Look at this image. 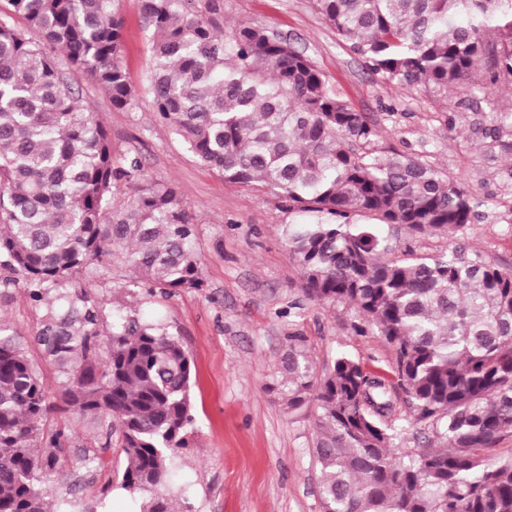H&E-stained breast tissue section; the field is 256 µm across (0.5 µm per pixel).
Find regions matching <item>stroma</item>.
I'll return each mask as SVG.
<instances>
[{
	"mask_svg": "<svg viewBox=\"0 0 512 512\" xmlns=\"http://www.w3.org/2000/svg\"><path fill=\"white\" fill-rule=\"evenodd\" d=\"M115 7L124 22L123 66L139 108L132 114L113 109L87 76L79 80L80 103L107 130L114 157L138 150L149 178L178 190L194 216L193 247L205 286L151 295L129 287V267L113 259L86 275L101 303L99 328L109 332L116 313L136 317L177 337L195 365V421L166 489L180 512H321L311 453L315 410L289 412L272 388L284 338L300 329L320 368L349 354L386 371L392 352L377 332L354 333L353 311L317 304L303 292L286 245L289 225L303 223V216L267 191L225 182L157 117L146 90L151 38L139 0H117ZM239 24L275 30L308 56L338 95L371 117L380 151L423 158L481 200L464 235L412 240L400 230L398 243L423 253L461 246L512 267V139L489 135L495 116L512 112V84L482 89L479 72L467 89L445 96L424 86L385 84L313 0H224L225 27ZM50 306V300L32 301L25 288H15L0 301V324L20 341L54 403L63 375L35 341ZM58 430L68 434L70 451L65 467L45 480L49 502L74 501L78 512H138L142 495L121 486L120 449L109 453L105 465L87 469L81 462L96 452L100 424L57 410L45 431Z\"/></svg>",
	"mask_w": 512,
	"mask_h": 512,
	"instance_id": "1",
	"label": "stroma"
}]
</instances>
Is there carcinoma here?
<instances>
[{"instance_id":"obj_1","label":"carcinoma","mask_w":512,"mask_h":512,"mask_svg":"<svg viewBox=\"0 0 512 512\" xmlns=\"http://www.w3.org/2000/svg\"><path fill=\"white\" fill-rule=\"evenodd\" d=\"M8 2L25 28L0 19V259L33 301L63 300L38 333L64 375L61 401L110 419L99 451L119 432L122 487L151 493L143 512H177L159 489L194 422L192 361L178 339L127 315L112 318L102 350L101 302L78 274L119 249L130 287L198 290L194 219L137 153L115 160L77 103L87 75L114 109H138L115 0ZM314 4L387 84L446 94L479 67L489 88L512 80V0ZM223 11L224 0H141L154 109L224 181L315 216L287 234L306 295L353 309L354 331L377 330L393 354L389 373L348 354L320 371L307 336L285 337L279 391L290 412L315 408L321 512H512V453L488 456L512 436V270L460 246L397 256L381 236L385 226L461 236L482 202L419 157L378 151L369 117L307 56L274 30L224 31ZM51 408L25 351L0 334V512H50L42 479L67 440L44 437ZM420 426L435 445L394 448Z\"/></svg>"}]
</instances>
